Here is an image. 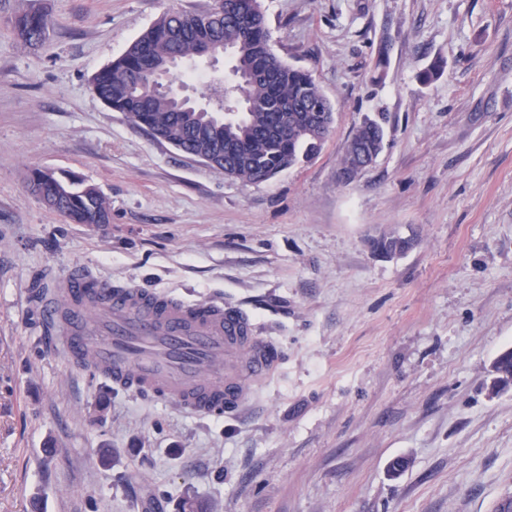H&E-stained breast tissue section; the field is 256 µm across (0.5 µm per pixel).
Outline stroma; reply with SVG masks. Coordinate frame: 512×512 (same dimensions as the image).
I'll list each match as a JSON object with an SVG mask.
<instances>
[{
    "label": "stroma",
    "instance_id": "35a3bbf8",
    "mask_svg": "<svg viewBox=\"0 0 512 512\" xmlns=\"http://www.w3.org/2000/svg\"><path fill=\"white\" fill-rule=\"evenodd\" d=\"M213 4L0 0V512H495L512 496V390L489 393L512 350V0H261L273 52L335 121L311 160L246 187L91 84L164 12ZM34 5L53 28L30 49L12 21ZM375 115L382 153L340 183ZM34 169L96 185L111 223L45 208ZM381 237L410 246L384 256ZM79 268L252 314L281 359L246 417L113 389L47 350L30 292Z\"/></svg>",
    "mask_w": 512,
    "mask_h": 512
}]
</instances>
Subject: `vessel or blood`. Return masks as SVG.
Masks as SVG:
<instances>
[{
	"mask_svg": "<svg viewBox=\"0 0 512 512\" xmlns=\"http://www.w3.org/2000/svg\"><path fill=\"white\" fill-rule=\"evenodd\" d=\"M63 348L113 387L174 403L197 415L237 414L251 381L271 375L274 342L259 336L240 308L189 301L75 273L60 299L41 304Z\"/></svg>",
	"mask_w": 512,
	"mask_h": 512,
	"instance_id": "vessel-or-blood-1",
	"label": "vessel or blood"
}]
</instances>
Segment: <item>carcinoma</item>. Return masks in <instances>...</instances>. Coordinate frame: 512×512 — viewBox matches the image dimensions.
Listing matches in <instances>:
<instances>
[{
	"instance_id": "1",
	"label": "carcinoma",
	"mask_w": 512,
	"mask_h": 512,
	"mask_svg": "<svg viewBox=\"0 0 512 512\" xmlns=\"http://www.w3.org/2000/svg\"><path fill=\"white\" fill-rule=\"evenodd\" d=\"M250 0H218L215 8L224 11V22L208 31L197 29L194 18L183 10H171L135 39L117 59L92 79L95 93L112 110L132 115L133 122L146 131H154L175 141L187 151L214 147L224 152V163L214 168L225 174L232 166V178L242 185L255 184L265 176L290 168L318 152L330 131L323 118L333 111L312 75L288 65L269 45L264 16L255 14L245 23L230 16V10L245 11ZM49 27L47 15L31 9L19 16L14 31L24 47L36 48L44 42ZM232 45L237 49V68L249 76L242 84L237 73L224 77V103L231 106L245 95L253 103L241 109L243 116L229 125L205 123L196 110L178 104L174 89L184 85V73H176L168 90L147 98L144 92L154 81L153 68L143 53L154 60L166 61L173 55L192 61L198 57L197 43L203 39ZM383 126L373 123L363 136L348 141L340 161L347 169L359 149H370L382 142ZM46 190L59 196V204L69 212L70 220L84 224L95 213L110 211L109 203L94 185H85L74 176L55 177ZM374 248L385 255L405 251L400 238H381ZM496 392L512 389V351L494 362Z\"/></svg>"
}]
</instances>
